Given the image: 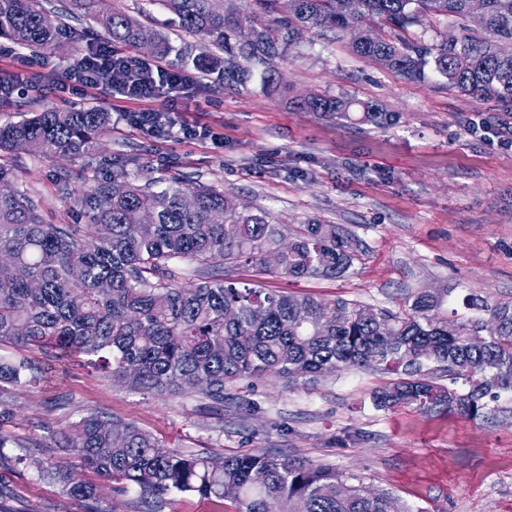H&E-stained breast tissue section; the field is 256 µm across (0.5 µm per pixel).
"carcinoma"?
<instances>
[{"instance_id":"cac0c4a2","label":"carcinoma","mask_w":512,"mask_h":512,"mask_svg":"<svg viewBox=\"0 0 512 512\" xmlns=\"http://www.w3.org/2000/svg\"><path fill=\"white\" fill-rule=\"evenodd\" d=\"M70 13L108 33L112 44L140 46L145 26L108 0H68ZM178 26L217 52L193 59L195 67L218 72L237 84L251 77L249 65L267 67L282 58L290 36L272 34L277 0H160ZM469 0H294L286 25L293 32H349L378 21L388 35L351 34L354 52L408 81L430 69L445 87L480 100L494 96L512 104V0H484L483 27H470ZM43 0H0V37L29 47L61 41L66 27L45 26ZM457 26V40L427 44L407 38L427 18ZM251 31L249 43L239 41ZM226 57H221V54ZM301 108L347 119L358 110L378 125L397 115L377 104L313 95ZM111 130V116L98 109L46 108L0 125V152L26 150L46 159L87 153ZM0 166V341L50 349L58 360L80 358L126 387L162 394L191 390L224 403L227 386L273 378L284 384L313 382L325 369L377 368L395 375L375 391L379 410L434 408L474 419L488 402L512 393V300L490 302L469 294V313L448 316V289L410 295L398 310L375 309L343 298L326 300L298 292H264L210 273L224 263L263 264V255L289 239L279 273L293 279L336 278L353 264L357 243L335 224L312 218L286 235V226L265 212L241 210L212 185L179 178L155 190L114 178L100 185L89 224H52L39 204L14 185ZM192 195L195 204L184 205ZM147 210L151 224H131L129 214ZM198 266V281L174 284L177 262ZM246 336L249 343L240 344ZM442 367L451 383L425 373ZM36 367L0 359V382L24 384ZM51 435L74 448L84 468L121 489H137L147 512H160L170 493L230 503L232 512H266L270 500L288 501L289 512H409L388 492L361 484L345 486L336 470L284 453L223 457L158 452L159 441L132 423L90 412L71 428ZM15 465L36 470L62 487L69 500L98 512L99 486L76 480L64 463L18 457Z\"/></svg>"}]
</instances>
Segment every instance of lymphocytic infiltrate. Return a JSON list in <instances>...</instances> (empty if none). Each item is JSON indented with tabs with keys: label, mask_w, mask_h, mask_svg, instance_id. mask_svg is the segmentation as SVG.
Wrapping results in <instances>:
<instances>
[{
	"label": "lymphocytic infiltrate",
	"mask_w": 512,
	"mask_h": 512,
	"mask_svg": "<svg viewBox=\"0 0 512 512\" xmlns=\"http://www.w3.org/2000/svg\"><path fill=\"white\" fill-rule=\"evenodd\" d=\"M66 79L77 83L88 97L112 90L122 100L117 109L121 120L147 134L168 137L179 134L186 139L210 135L206 129L178 125L169 113L155 107L161 94L173 97L194 83V76L185 70L143 60L100 40L68 70Z\"/></svg>",
	"instance_id": "obj_1"
}]
</instances>
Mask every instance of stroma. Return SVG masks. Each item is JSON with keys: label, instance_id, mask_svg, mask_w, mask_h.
Here are the masks:
<instances>
[{"label": "stroma", "instance_id": "stroma-1", "mask_svg": "<svg viewBox=\"0 0 512 512\" xmlns=\"http://www.w3.org/2000/svg\"><path fill=\"white\" fill-rule=\"evenodd\" d=\"M178 50L205 49L182 31L159 0H111ZM49 0L54 23L76 38L50 49L18 48L0 56V77L26 60L37 78L28 92L0 101V124L45 107L111 111L103 93L83 99L65 74L86 53L83 22ZM266 85L255 67L244 85L200 73L179 103L178 121L223 135L210 140L150 136L116 121L102 144L81 157L45 159L26 151L0 155L17 185L35 197L55 224L85 223L100 183L125 177L163 188L168 177L213 185L249 210L294 226L310 218L342 227L359 242L349 271L336 279L294 280L259 267L226 268L229 278L265 290L344 298L397 309L403 298L448 289V308L463 312L473 290L490 300L512 298V144L499 139L512 104L448 91L427 74L410 82L359 57L349 35L303 31L274 64ZM378 104L398 116L379 127L360 113L339 120L300 111L311 94ZM391 380L376 369L343 368L313 383L231 386V401L214 407L187 392L143 394L105 373L66 363L40 384H0L1 429L13 442L7 456L40 457L79 467L74 449L56 448L51 431L90 411L134 423L168 449L224 456L281 451L336 469L350 484L391 492L410 512H512V394L468 419L445 410H379L373 393ZM12 498L0 512H81L60 487L19 467L9 472Z\"/></svg>", "mask_w": 512, "mask_h": 512}]
</instances>
